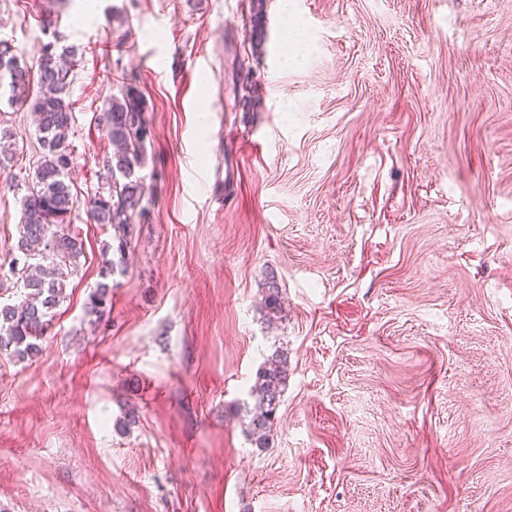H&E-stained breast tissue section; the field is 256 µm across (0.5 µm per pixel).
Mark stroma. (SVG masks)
<instances>
[{"mask_svg": "<svg viewBox=\"0 0 512 512\" xmlns=\"http://www.w3.org/2000/svg\"><path fill=\"white\" fill-rule=\"evenodd\" d=\"M250 8L0 0L27 57L57 34L78 50L83 242L40 354L0 355V512H512V0H295L313 47L288 70L277 0L257 51ZM127 74L146 215L99 318L93 114ZM8 97L0 262L41 151ZM277 350L259 448L244 406ZM287 355L276 351L259 368L256 380L250 389L253 407L246 411L249 421L246 433L259 448L269 445V432L272 417L275 415L287 377Z\"/></svg>", "mask_w": 512, "mask_h": 512, "instance_id": "35a3bbf8", "label": "stroma"}]
</instances>
